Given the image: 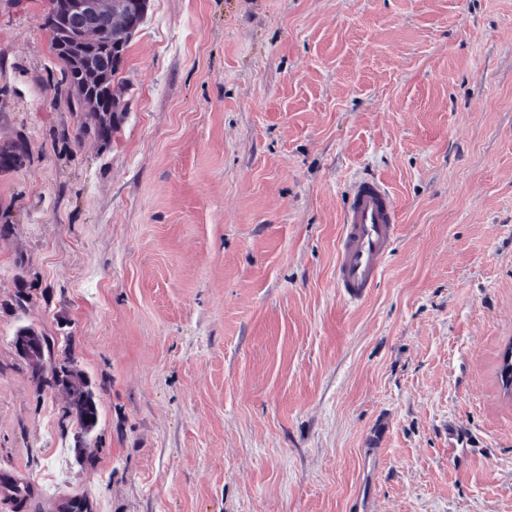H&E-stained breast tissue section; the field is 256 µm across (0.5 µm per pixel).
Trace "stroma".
I'll return each instance as SVG.
<instances>
[{"label":"stroma","instance_id":"obj_1","mask_svg":"<svg viewBox=\"0 0 512 512\" xmlns=\"http://www.w3.org/2000/svg\"><path fill=\"white\" fill-rule=\"evenodd\" d=\"M0 0V480L32 512H512V0H150L110 141ZM400 213L380 280L334 279L350 186ZM69 338L83 456L12 336ZM1 148L11 150V154L0 157V172H8L23 167L28 158L27 147L22 142H4Z\"/></svg>","mask_w":512,"mask_h":512}]
</instances>
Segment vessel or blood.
I'll return each instance as SVG.
<instances>
[{
    "instance_id": "obj_1",
    "label": "vessel or blood",
    "mask_w": 512,
    "mask_h": 512,
    "mask_svg": "<svg viewBox=\"0 0 512 512\" xmlns=\"http://www.w3.org/2000/svg\"><path fill=\"white\" fill-rule=\"evenodd\" d=\"M335 279L348 300L361 299L376 285L396 235L399 211L379 180L355 181L341 214Z\"/></svg>"
}]
</instances>
